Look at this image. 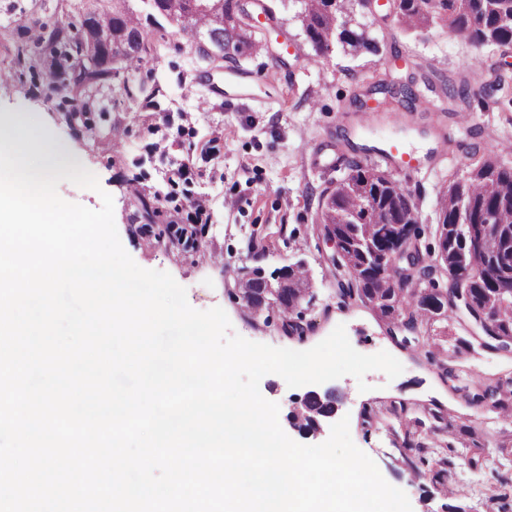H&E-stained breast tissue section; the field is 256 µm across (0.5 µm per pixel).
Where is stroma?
Listing matches in <instances>:
<instances>
[{"instance_id":"stroma-1","label":"stroma","mask_w":512,"mask_h":512,"mask_svg":"<svg viewBox=\"0 0 512 512\" xmlns=\"http://www.w3.org/2000/svg\"><path fill=\"white\" fill-rule=\"evenodd\" d=\"M262 0H249L258 16L254 30L264 48L256 54L201 57L193 41L165 18L148 20L146 0H130L145 15L151 52L139 62H113L110 82L83 95L48 79L37 61L32 24L69 27L110 12L111 0H0V113L37 114L53 137L80 165L96 175L91 190L63 181L57 192L90 209L101 192L114 200V221L124 249L142 268L168 272L187 292L194 309L223 308L232 330L274 347L307 350L344 325L353 348L363 354L389 352L404 371L388 379L381 371L364 379L347 375L316 385L335 392L338 416L349 419L355 445L377 464L382 476L408 496L413 512H487L503 480L512 479V457L501 441L512 437L491 403L471 399L478 387H512V349L483 347L479 329L465 313L426 322L416 340L392 328L360 301L341 300L339 281L347 272L332 261L334 249L319 220L321 195L346 177L352 164L400 182L418 207L422 245H434L441 196L451 176H464L471 157L512 166V46L474 48L462 36L436 25L422 32L396 21L391 0L369 16L377 42L373 53H344L335 46L315 54L298 27L273 0L274 20L260 19ZM480 69H473V60ZM409 87L408 100L376 92L379 80ZM467 82L471 95L460 102L450 87ZM430 107L420 110L418 99ZM80 113L69 123L67 113ZM376 117L372 127L362 113ZM470 114L467 127L457 116ZM417 138L446 140L445 157L420 155V169L408 175L397 162L368 146H404ZM185 177H177L181 165ZM138 194H131L130 184ZM204 194L209 210L195 217L190 199ZM181 211L183 221L169 215ZM310 270L313 300L296 309L304 336L288 334L278 308L254 312L237 283L262 268L266 276L296 262ZM368 391H360V384ZM262 395L277 402L285 433L302 444H320L329 429L303 434L289 421L306 387H288L269 374ZM473 423L483 434L479 466L458 453L449 476L416 473L406 457L413 448L448 452L449 420Z\"/></svg>"}]
</instances>
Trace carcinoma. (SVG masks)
Returning <instances> with one entry per match:
<instances>
[{"label": "carcinoma", "instance_id": "cac0c4a2", "mask_svg": "<svg viewBox=\"0 0 512 512\" xmlns=\"http://www.w3.org/2000/svg\"><path fill=\"white\" fill-rule=\"evenodd\" d=\"M153 10L180 25V30L199 42L224 43V52L251 54L259 45L246 28L238 0H152ZM302 14L301 29L306 41L318 54L330 51L339 44L351 53L376 50L374 39L364 30L344 26L345 7L342 0H290ZM397 19L407 29L422 31L439 24L466 34L476 48L488 45L512 44V0H399ZM112 31L136 47L126 58L141 61L146 51L143 23L132 11L128 0H112L108 15ZM80 30L54 29L47 34L45 44L50 49L60 46L61 61L57 62L54 77L70 74L69 84L79 92L104 84L112 78L107 67L84 65L70 71L72 59H80L83 41ZM350 177L325 196L321 218L336 224V235L345 246L348 261L362 268L364 279L339 282L342 297L376 302L382 315H388L387 303H393L399 314L410 319L427 321L454 312L452 289L438 288L432 281L424 288L406 291L396 281L381 275L382 252L397 243L405 229L418 223L417 207L411 194L402 184L359 165ZM493 216L490 233L496 236L490 250H472L473 235L484 229L485 216ZM438 224L448 237V253L476 263L486 276L468 285L475 310L489 309L495 319L486 329L492 339L512 333V168L489 160L472 162L462 178H452L443 193ZM419 263L438 268L443 260L431 249L421 251L413 244ZM448 428L463 438L462 447H479L481 433L471 424L448 422ZM450 459L434 460L425 449H415L412 470L426 466L436 475L445 472Z\"/></svg>", "mask_w": 512, "mask_h": 512}]
</instances>
